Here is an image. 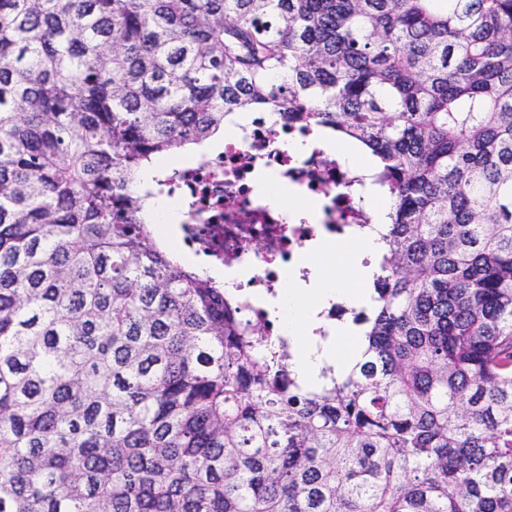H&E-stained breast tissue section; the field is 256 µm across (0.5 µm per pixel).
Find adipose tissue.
Returning a JSON list of instances; mask_svg holds the SVG:
<instances>
[{
    "label": "adipose tissue",
    "instance_id": "adipose-tissue-1",
    "mask_svg": "<svg viewBox=\"0 0 512 512\" xmlns=\"http://www.w3.org/2000/svg\"><path fill=\"white\" fill-rule=\"evenodd\" d=\"M317 148L353 161L362 175L371 173V162L362 159L354 148L316 134L289 140L285 145L286 151L296 158L306 157ZM256 185L260 199L278 209L289 223L321 220V202L287 184L278 174L258 170ZM364 193L373 206L372 230L361 234L354 245L346 248L330 233L319 231L297 254L276 300H268L259 292L251 295L254 303L266 306L270 316L278 318L281 333L287 336L292 347L293 369L302 386L307 388L321 383L322 368L330 366L336 373H344L358 354L357 349L344 347L345 340L356 335V326L348 320H328L325 311L335 304L364 308L374 304L371 285L378 271L379 257L385 250L381 235L391 200L383 190L371 184L366 185ZM339 247L344 248L348 256L356 287H344L323 265L325 258Z\"/></svg>",
    "mask_w": 512,
    "mask_h": 512
}]
</instances>
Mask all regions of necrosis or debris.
<instances>
[{
    "instance_id": "1",
    "label": "necrosis or debris",
    "mask_w": 512,
    "mask_h": 512,
    "mask_svg": "<svg viewBox=\"0 0 512 512\" xmlns=\"http://www.w3.org/2000/svg\"><path fill=\"white\" fill-rule=\"evenodd\" d=\"M297 135V130L273 121L270 113L255 112L239 139L225 143L219 152L180 164L167 195L182 210L177 240L202 258L204 273L249 264L254 274L248 287L274 298L294 256L318 230L343 235L368 223L367 205L343 191L355 180V172L320 149L293 158L281 145ZM259 167L322 201L320 223H287L262 203L252 186Z\"/></svg>"
}]
</instances>
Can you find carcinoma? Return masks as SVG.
<instances>
[{
    "label": "carcinoma",
    "mask_w": 512,
    "mask_h": 512,
    "mask_svg": "<svg viewBox=\"0 0 512 512\" xmlns=\"http://www.w3.org/2000/svg\"><path fill=\"white\" fill-rule=\"evenodd\" d=\"M243 111L393 200L318 388L146 213ZM0 512H512V0H0Z\"/></svg>",
    "instance_id": "carcinoma-1"
}]
</instances>
